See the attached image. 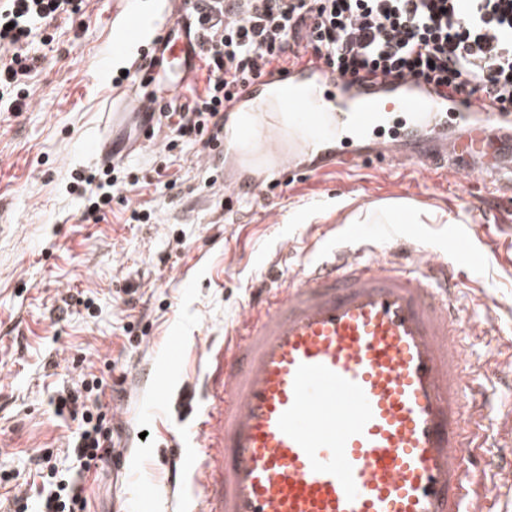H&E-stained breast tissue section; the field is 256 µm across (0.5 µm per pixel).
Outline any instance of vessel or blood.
<instances>
[{
  "mask_svg": "<svg viewBox=\"0 0 512 512\" xmlns=\"http://www.w3.org/2000/svg\"><path fill=\"white\" fill-rule=\"evenodd\" d=\"M159 35L166 43V81L173 97L179 74L197 48L184 0ZM298 85L279 111L315 141L326 138L323 92L335 89L337 114L363 131L387 113L447 126V103L482 111V122L455 140L423 142L412 130L401 141L376 142L372 155L389 164L434 168L441 158L481 164L495 173L512 132L501 113L464 102L445 89L420 92L410 81L364 76L355 92L315 59L266 76L226 102L235 143L249 141L241 114L260 116L266 86ZM387 258L329 252L308 264L274 296L256 300L239 319L240 337L211 356L220 407L211 432L220 454L194 468L212 495L205 512H484L470 496L479 474L469 459L473 439L465 412H481L463 375L455 258L423 260L420 247L384 241Z\"/></svg>",
  "mask_w": 512,
  "mask_h": 512,
  "instance_id": "1",
  "label": "vessel or blood"
}]
</instances>
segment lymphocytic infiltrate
<instances>
[{
    "label": "lymphocytic infiltrate",
    "mask_w": 512,
    "mask_h": 512,
    "mask_svg": "<svg viewBox=\"0 0 512 512\" xmlns=\"http://www.w3.org/2000/svg\"><path fill=\"white\" fill-rule=\"evenodd\" d=\"M80 0H0V100L21 108L23 85L37 57L25 47L42 21L67 20ZM199 50L181 104L146 120L167 130L166 150L185 143L215 150L224 140V102L254 80L306 57L323 60L339 77L360 73L410 79L487 97L512 112V0H190ZM58 410L79 425L67 443L74 465L50 467L39 493L40 512H84L82 482L119 461L109 408L82 394L59 396Z\"/></svg>",
    "instance_id": "obj_1"
}]
</instances>
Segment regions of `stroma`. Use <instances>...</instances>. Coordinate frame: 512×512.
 <instances>
[{"mask_svg": "<svg viewBox=\"0 0 512 512\" xmlns=\"http://www.w3.org/2000/svg\"><path fill=\"white\" fill-rule=\"evenodd\" d=\"M162 2L84 0L73 19L48 26L52 44H34L27 106L0 111V507L25 496L37 512L34 460L62 456L77 428L54 400L107 359L133 424L120 429V465L87 476L85 512H138L144 502L150 512H197L204 491L179 451L202 440L199 418L219 406L215 386L202 382L208 350L229 340L254 283L286 287L304 251L343 237L355 220L373 236L395 232L461 254V315L492 309L462 338L467 377L490 396L476 430L497 433L512 407V197L503 190L512 172L462 184L442 167L395 170L364 160L373 136L341 133L327 147L356 154L347 169L296 153L301 180L282 183L269 166L257 200L238 189L223 154L191 143L168 152L163 137L146 145L122 128L112 152L142 185L120 187L105 220H82L75 180L101 165L105 114L133 95L114 80L150 48ZM132 15L144 21L140 40L112 53ZM160 167L169 185H156ZM394 204L414 209L416 223H373L376 209ZM135 210L154 217L131 222ZM477 453L496 486L486 512H512L501 449Z\"/></svg>", "mask_w": 512, "mask_h": 512, "instance_id": "35a3bbf8", "label": "stroma"}]
</instances>
